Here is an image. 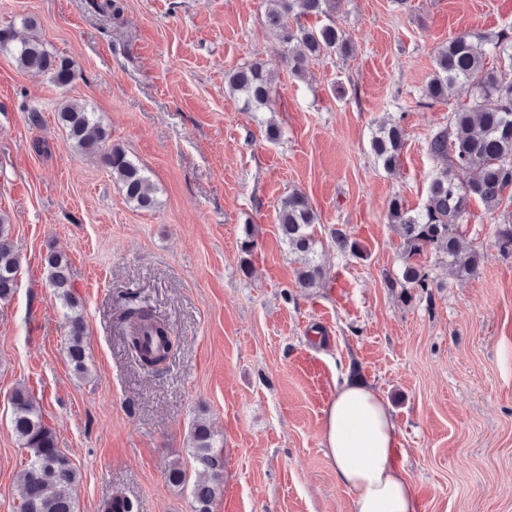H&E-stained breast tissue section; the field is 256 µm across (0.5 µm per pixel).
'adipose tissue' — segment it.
Masks as SVG:
<instances>
[{"mask_svg": "<svg viewBox=\"0 0 512 512\" xmlns=\"http://www.w3.org/2000/svg\"><path fill=\"white\" fill-rule=\"evenodd\" d=\"M323 445L353 512H420L411 480L394 462L396 422L373 388L355 379L337 386L325 411Z\"/></svg>", "mask_w": 512, "mask_h": 512, "instance_id": "adipose-tissue-1", "label": "adipose tissue"}]
</instances>
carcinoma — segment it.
Returning a JSON list of instances; mask_svg holds the SVG:
<instances>
[{"instance_id":"carcinoma-1","label":"carcinoma","mask_w":512,"mask_h":512,"mask_svg":"<svg viewBox=\"0 0 512 512\" xmlns=\"http://www.w3.org/2000/svg\"><path fill=\"white\" fill-rule=\"evenodd\" d=\"M266 21L283 48L281 60L297 75L305 63L320 55L347 56L352 50L345 32L334 16L340 0H265ZM489 45V51L508 56L512 61V32L503 30L493 38L472 32H460L439 47L434 72L427 82L420 103L427 105L448 100L453 89L466 86L472 102L452 113L448 127L432 135L429 152L444 161V167L431 179L421 207L409 209L395 195L388 202L387 219L396 228L403 247L402 280L410 288L422 291L432 280L422 265L412 259L427 251L448 267V274L463 278L476 269L480 255L462 250V225L476 202L488 213L495 212L512 191V74L488 67L473 40ZM0 51L9 52L20 68L48 75L59 88L75 79L72 62L47 46L40 38L23 36L15 26L0 28ZM230 93L241 109L257 115L272 111L273 86L270 64L255 61L227 75ZM60 126L74 148L98 158L112 174L125 198L139 210H151L157 200L144 169L126 150L112 143L111 132L98 113L84 103L65 101L56 112ZM405 129L398 122H382L371 132L370 149L387 171L400 164L405 145ZM466 173V179L459 173ZM278 230L288 251L298 259L296 271L300 288H320L326 273L315 256L319 240L313 226L318 217L308 196L295 189L277 205ZM11 224L0 216V301L8 300L17 288L20 259L12 241ZM336 248L356 253L358 244L340 229L331 232ZM493 245L502 255L512 256V224L497 225ZM48 287L62 301L67 334L65 354L73 373L83 378L89 373L84 336L86 327L79 310L80 301L70 279L68 262L58 253L44 258ZM129 315L138 319L127 336L128 347L147 365L166 359L173 347L167 328L152 320L150 314L133 304ZM12 431L19 447L27 454L23 470L24 495L20 512H76L75 490L81 472L58 448L56 435L46 420L35 395L27 388L16 389L11 396ZM188 456L193 467L179 461L168 466L169 484L187 487L194 512H212L217 494L224 486V452L208 421L197 418L189 432Z\"/></svg>"}]
</instances>
